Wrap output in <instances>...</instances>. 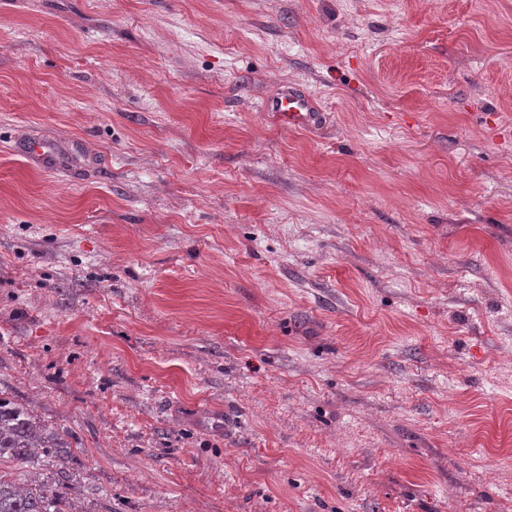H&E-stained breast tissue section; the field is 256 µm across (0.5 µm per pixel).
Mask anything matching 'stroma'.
Wrapping results in <instances>:
<instances>
[{"mask_svg": "<svg viewBox=\"0 0 512 512\" xmlns=\"http://www.w3.org/2000/svg\"><path fill=\"white\" fill-rule=\"evenodd\" d=\"M0 395L80 512H512V0H0ZM263 110L275 112L276 118L283 126L294 129L315 128L322 118L308 93L296 87H288L266 98ZM24 153L39 168L54 170L59 166V148L50 141H31L24 145Z\"/></svg>", "mask_w": 512, "mask_h": 512, "instance_id": "stroma-1", "label": "stroma"}]
</instances>
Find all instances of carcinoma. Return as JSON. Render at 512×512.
Returning <instances> with one entry per match:
<instances>
[{"label":"carcinoma","mask_w":512,"mask_h":512,"mask_svg":"<svg viewBox=\"0 0 512 512\" xmlns=\"http://www.w3.org/2000/svg\"><path fill=\"white\" fill-rule=\"evenodd\" d=\"M70 434L0 396V463L31 465L22 478L0 473V512H69L62 489L74 481Z\"/></svg>","instance_id":"carcinoma-1"}]
</instances>
